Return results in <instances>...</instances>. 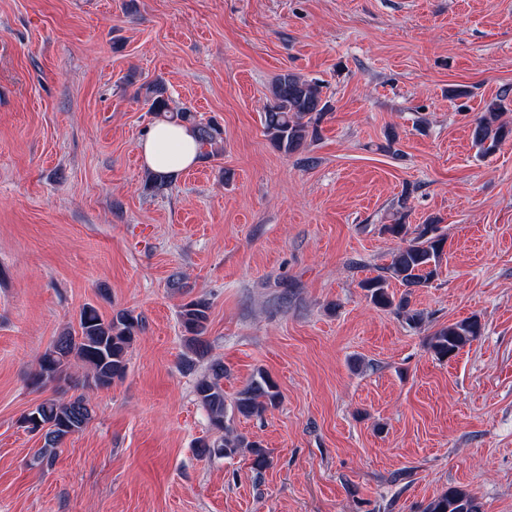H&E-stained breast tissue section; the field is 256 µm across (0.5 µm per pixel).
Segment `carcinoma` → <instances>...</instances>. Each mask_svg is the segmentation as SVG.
<instances>
[{
  "instance_id": "1",
  "label": "carcinoma",
  "mask_w": 512,
  "mask_h": 512,
  "mask_svg": "<svg viewBox=\"0 0 512 512\" xmlns=\"http://www.w3.org/2000/svg\"><path fill=\"white\" fill-rule=\"evenodd\" d=\"M146 96L150 111L192 128L199 148H211L205 156L219 154V145L224 138L218 123L199 122L190 109L171 107L166 88L160 83L147 87ZM507 97L508 91H502L485 105L484 112L474 122L473 142L477 154L483 158L494 154L507 139L512 138V125L501 121ZM329 108L321 83L285 71L276 77L271 87V96L263 113L265 134L277 150L287 155L299 153L320 138V123ZM384 231L400 239L402 244L392 252L391 261L382 268V273L364 280L361 287L372 304L394 310L409 325L417 327L424 322V311L411 307V295L414 289L427 288L438 277L447 237L439 233L435 220L419 225L411 239L407 238L406 225L399 220L384 225ZM394 281L405 288L403 294L397 296L390 291ZM210 309V302L204 297L191 299L181 306L180 325L187 341V353L183 355L182 364L189 372L208 354L204 336ZM141 328V318L131 310L121 309L105 318L92 306L83 308L78 330L59 334L39 357L38 368L31 379L32 386L41 388L66 379L67 370L72 362L77 361L86 368L83 386L100 390L110 388L113 382L125 376L128 353ZM482 334L481 322L472 317L436 330L430 336L428 346L438 358L448 359ZM223 380L224 362L220 360L212 361L208 371L196 380V397L207 412L209 425L223 436L214 442L200 439L195 448L200 455L214 453L224 457H231L240 449L247 448L253 456L252 468L260 475L271 464L267 451L259 442L233 433L225 425L226 413L230 410L243 417L262 414L266 408L277 404V384L266 372L259 370L229 402L224 396ZM92 415V400L82 392L68 399L43 400L21 417V424L31 432L42 433L44 443L40 458L51 462L63 440L82 431ZM422 512H482V504L475 494L450 487L429 501Z\"/></svg>"
}]
</instances>
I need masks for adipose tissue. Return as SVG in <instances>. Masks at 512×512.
<instances>
[{
  "instance_id": "ef3b65f1",
  "label": "adipose tissue",
  "mask_w": 512,
  "mask_h": 512,
  "mask_svg": "<svg viewBox=\"0 0 512 512\" xmlns=\"http://www.w3.org/2000/svg\"><path fill=\"white\" fill-rule=\"evenodd\" d=\"M138 150L146 168L168 180L177 179L198 155L191 128L165 120L154 124L140 141Z\"/></svg>"
}]
</instances>
